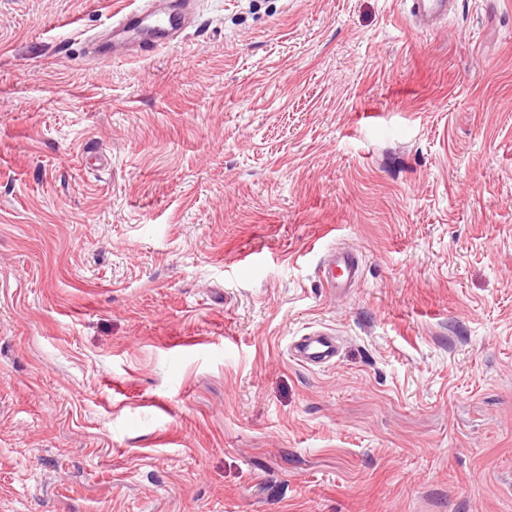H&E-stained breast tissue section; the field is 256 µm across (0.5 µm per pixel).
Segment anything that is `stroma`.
Masks as SVG:
<instances>
[{
  "label": "stroma",
  "instance_id": "obj_1",
  "mask_svg": "<svg viewBox=\"0 0 512 512\" xmlns=\"http://www.w3.org/2000/svg\"><path fill=\"white\" fill-rule=\"evenodd\" d=\"M128 2L0 0V512H512V0ZM146 7L130 9L125 12H117L112 15L113 22L116 24L113 28L125 26L131 19L136 16H142L146 20H150L153 27L161 33V36L142 47L145 54L167 47L170 43L177 40L182 31L187 27L190 16L181 12H175L159 8L155 1L146 0ZM121 13V14H120ZM119 15V16H118ZM118 16L114 19V17ZM415 12L427 23L433 24L446 16L452 0H412ZM361 270L362 261L358 253L344 248H334L328 254L323 268V285L332 293L344 292L354 288ZM291 356L306 366H321L336 357V337L323 331L299 336L291 345Z\"/></svg>",
  "mask_w": 512,
  "mask_h": 512
}]
</instances>
